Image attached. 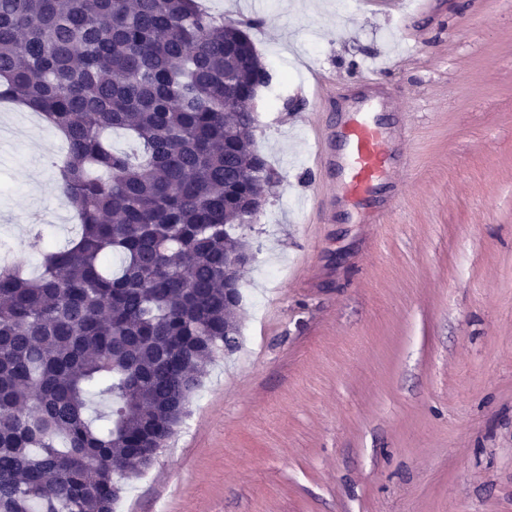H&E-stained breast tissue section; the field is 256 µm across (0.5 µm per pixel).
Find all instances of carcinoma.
Returning a JSON list of instances; mask_svg holds the SVG:
<instances>
[{
    "label": "carcinoma",
    "instance_id": "obj_1",
    "mask_svg": "<svg viewBox=\"0 0 512 512\" xmlns=\"http://www.w3.org/2000/svg\"><path fill=\"white\" fill-rule=\"evenodd\" d=\"M262 81L248 33L199 0H0V100L64 136L80 221L62 247L31 235L40 274L0 268V512H115L237 348L224 270L249 248L243 203L270 189Z\"/></svg>",
    "mask_w": 512,
    "mask_h": 512
}]
</instances>
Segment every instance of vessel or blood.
Wrapping results in <instances>:
<instances>
[{"instance_id": "b4317fda", "label": "vessel or blood", "mask_w": 512, "mask_h": 512, "mask_svg": "<svg viewBox=\"0 0 512 512\" xmlns=\"http://www.w3.org/2000/svg\"><path fill=\"white\" fill-rule=\"evenodd\" d=\"M352 85L331 120L315 127L313 165L332 188L327 222L350 221L358 211L383 224L401 201L393 174L414 165L407 147L412 135L404 133L403 144H396L392 128L400 108L370 70L358 71Z\"/></svg>"}]
</instances>
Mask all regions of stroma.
<instances>
[{
	"label": "stroma",
	"mask_w": 512,
	"mask_h": 512,
	"mask_svg": "<svg viewBox=\"0 0 512 512\" xmlns=\"http://www.w3.org/2000/svg\"><path fill=\"white\" fill-rule=\"evenodd\" d=\"M204 0L248 34L271 80L254 141L270 165L239 346L117 512H512V0ZM379 73L415 156L388 224L321 223L310 127ZM332 82L322 100L313 70ZM0 243L39 270L55 245L60 133L0 103Z\"/></svg>",
	"instance_id": "35a3bbf8"
}]
</instances>
